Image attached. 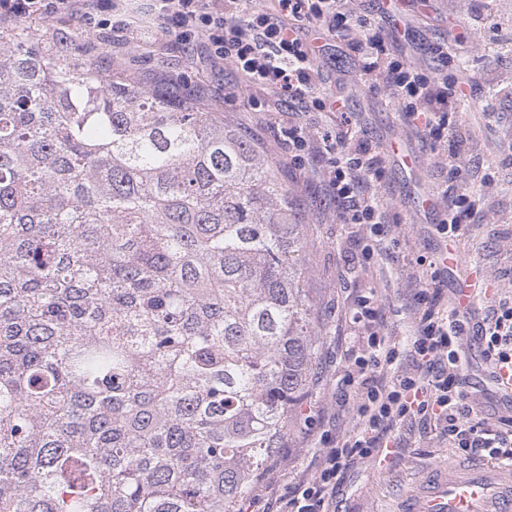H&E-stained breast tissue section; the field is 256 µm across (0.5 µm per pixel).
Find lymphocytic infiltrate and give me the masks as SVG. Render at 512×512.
I'll list each match as a JSON object with an SVG mask.
<instances>
[{
	"instance_id": "lymphocytic-infiltrate-1",
	"label": "lymphocytic infiltrate",
	"mask_w": 512,
	"mask_h": 512,
	"mask_svg": "<svg viewBox=\"0 0 512 512\" xmlns=\"http://www.w3.org/2000/svg\"><path fill=\"white\" fill-rule=\"evenodd\" d=\"M98 2L0 0V21H48L78 8L93 11ZM239 2L158 0V16L172 25L179 42L204 45L212 62L232 66L245 86L280 100L308 103L316 110L332 106L333 101L319 92L316 59L323 49L302 38L307 26L358 33L355 48L365 72L399 88L405 120L423 126L435 138H442L450 125L449 112L467 97L454 75L415 69L389 52L378 22L371 15L343 8L342 0H277L275 13L258 10L242 22L235 18ZM381 177L366 139H357L330 160L329 195L341 208L344 222L369 225L373 235L361 250L366 260L389 236L377 191ZM415 299L422 316L403 349L383 334L372 297L358 298L353 322L367 342L348 371L349 380L357 384L356 428L326 448L325 463L314 479L297 483L281 497L279 512H328L346 466L359 458L387 456L392 429L406 421L435 422L451 447L512 466V418L497 429L472 418L458 350L464 326L456 311L440 304L435 288H419ZM476 337L492 373L512 372V302L491 306Z\"/></svg>"
}]
</instances>
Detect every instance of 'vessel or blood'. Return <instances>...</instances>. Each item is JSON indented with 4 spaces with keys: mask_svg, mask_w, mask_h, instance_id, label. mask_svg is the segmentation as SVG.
Masks as SVG:
<instances>
[{
    "mask_svg": "<svg viewBox=\"0 0 512 512\" xmlns=\"http://www.w3.org/2000/svg\"><path fill=\"white\" fill-rule=\"evenodd\" d=\"M397 512H512V467L430 464Z\"/></svg>",
    "mask_w": 512,
    "mask_h": 512,
    "instance_id": "vessel-or-blood-1",
    "label": "vessel or blood"
}]
</instances>
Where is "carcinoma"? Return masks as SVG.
<instances>
[{
    "mask_svg": "<svg viewBox=\"0 0 512 512\" xmlns=\"http://www.w3.org/2000/svg\"><path fill=\"white\" fill-rule=\"evenodd\" d=\"M305 235L224 113L0 26V512H239L309 394Z\"/></svg>",
    "mask_w": 512,
    "mask_h": 512,
    "instance_id": "obj_1",
    "label": "carcinoma"
}]
</instances>
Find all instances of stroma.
<instances>
[{
    "label": "stroma",
    "mask_w": 512,
    "mask_h": 512,
    "mask_svg": "<svg viewBox=\"0 0 512 512\" xmlns=\"http://www.w3.org/2000/svg\"><path fill=\"white\" fill-rule=\"evenodd\" d=\"M396 6L410 31L401 52L428 69L443 67L449 58L460 61L456 75L471 90L456 116L464 141L458 163L463 179L480 187L481 199L472 224L453 242L459 264L441 273V302L452 305L457 281L480 269L477 285L489 293L477 296L461 313L468 331L459 353L473 419L491 426L512 417V389L495 380L469 328L482 321L490 304L512 302V0H428L424 6L417 0H397ZM154 9L155 0H102L101 10L90 19L73 13L51 26L25 18L20 25L37 36L53 27L67 31L103 72L131 73L148 87L159 81H183L194 96L249 136L288 182L293 213L307 231L302 269L321 332L310 394L297 409L283 448L250 492L258 499L260 512H276L289 487L316 476L326 440L355 428L354 389L343 378L364 343L350 320L357 297L368 289L375 292L384 333L394 342L405 343L419 321L413 295L420 263L436 258L446 244L437 226L448 216V201L442 196L448 145L404 122L389 85L362 72L360 57L346 37H336L321 60V89L346 99L347 116L307 112L301 103L285 101L272 102L270 111L256 112L252 91L240 84L231 66L212 64L161 27L151 41L136 38L133 26L152 23ZM474 35L481 39L483 51L473 56L468 47ZM438 46L446 48V56L435 54ZM292 122L310 132L306 150L294 162L288 159L287 144ZM351 122L366 131L383 160L379 194L390 233L399 240L390 253L374 255L366 263L356 256L369 227L342 223L326 185L323 139L345 140ZM394 142L415 157L414 168H402L389 153ZM424 190L438 197L427 211L416 206ZM393 434L401 447L392 463L384 468L369 459L352 464L329 505L331 512H388L425 463L460 457L432 424L404 422Z\"/></svg>",
    "instance_id": "obj_1"
}]
</instances>
